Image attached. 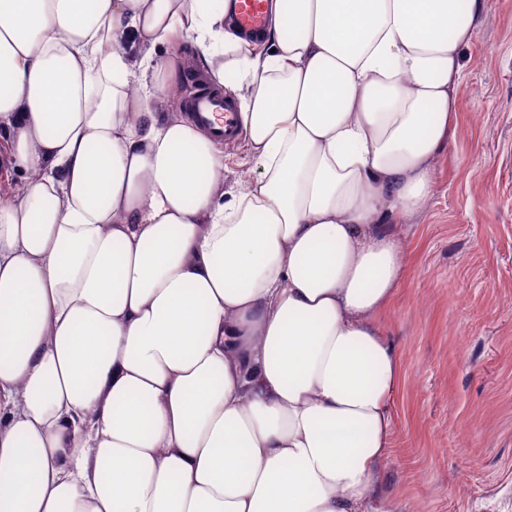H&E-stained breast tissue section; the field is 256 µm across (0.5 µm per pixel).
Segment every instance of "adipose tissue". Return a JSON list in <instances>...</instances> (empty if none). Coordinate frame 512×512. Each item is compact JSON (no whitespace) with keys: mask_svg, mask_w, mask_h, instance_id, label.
<instances>
[{"mask_svg":"<svg viewBox=\"0 0 512 512\" xmlns=\"http://www.w3.org/2000/svg\"><path fill=\"white\" fill-rule=\"evenodd\" d=\"M485 0H0V512H371ZM195 46L256 178L167 111ZM237 25L246 33L264 29L267 21L266 0H232ZM224 163L227 167L224 174L225 190L234 186L235 181L239 178L258 175V170L248 153L243 136L235 145H224Z\"/></svg>","mask_w":512,"mask_h":512,"instance_id":"adipose-tissue-1","label":"adipose tissue"}]
</instances>
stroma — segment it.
<instances>
[{
    "instance_id": "obj_1",
    "label": "stroma",
    "mask_w": 512,
    "mask_h": 512,
    "mask_svg": "<svg viewBox=\"0 0 512 512\" xmlns=\"http://www.w3.org/2000/svg\"><path fill=\"white\" fill-rule=\"evenodd\" d=\"M457 132L384 326L401 360L377 512H512V0L463 51Z\"/></svg>"
}]
</instances>
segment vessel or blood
<instances>
[{"mask_svg":"<svg viewBox=\"0 0 512 512\" xmlns=\"http://www.w3.org/2000/svg\"><path fill=\"white\" fill-rule=\"evenodd\" d=\"M237 25L247 33L264 29L267 21L266 0H232ZM188 117L197 122L213 138L224 143L236 141L240 135V119L235 103L224 90L197 88L186 97Z\"/></svg>","mask_w":512,"mask_h":512,"instance_id":"1","label":"vessel or blood"}]
</instances>
